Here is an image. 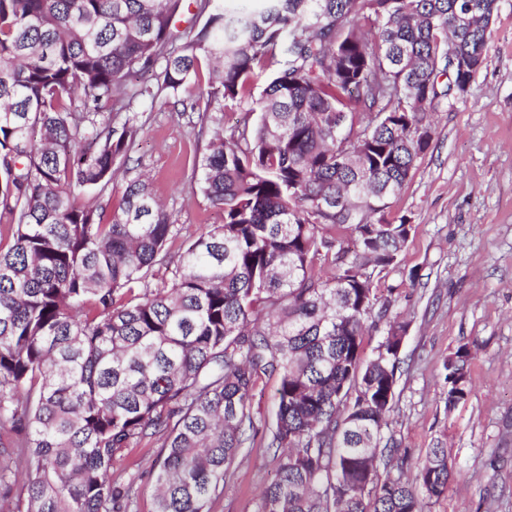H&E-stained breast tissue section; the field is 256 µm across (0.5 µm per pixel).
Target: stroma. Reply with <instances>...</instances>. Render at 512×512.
Segmentation results:
<instances>
[{
  "instance_id": "1",
  "label": "stroma",
  "mask_w": 512,
  "mask_h": 512,
  "mask_svg": "<svg viewBox=\"0 0 512 512\" xmlns=\"http://www.w3.org/2000/svg\"><path fill=\"white\" fill-rule=\"evenodd\" d=\"M487 55L466 93L433 116L431 147L395 204L413 230L399 266L378 283L394 299L392 315L410 323L388 429L411 459L440 442L454 462L447 493L426 501L424 512H512V0H500ZM134 110L143 130L131 160L181 229L166 263L151 272L157 285L188 240L224 217L197 183L210 126L166 96ZM463 345L473 354L470 394L450 411L441 368ZM160 446L142 440L117 461L144 473L140 512L152 510L148 472ZM275 477L256 435L214 512H257Z\"/></svg>"
}]
</instances>
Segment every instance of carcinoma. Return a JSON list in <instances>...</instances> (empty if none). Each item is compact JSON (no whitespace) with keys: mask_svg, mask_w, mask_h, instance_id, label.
Wrapping results in <instances>:
<instances>
[{"mask_svg":"<svg viewBox=\"0 0 512 512\" xmlns=\"http://www.w3.org/2000/svg\"><path fill=\"white\" fill-rule=\"evenodd\" d=\"M498 2L197 0L206 20L177 48L182 0H0V427L20 435L0 442V498L11 467L31 474L13 512H138L143 474L113 466L156 436L152 512H212L273 376L278 478L258 512H421L447 492L448 449L408 476L383 433L409 323L374 278L400 263L413 227L394 203L430 114L486 63ZM202 57L214 134L196 169L224 223L153 288L180 229L128 164L133 102L178 96ZM226 106L243 112L227 130ZM471 360L443 362L450 410Z\"/></svg>","mask_w":512,"mask_h":512,"instance_id":"obj_1","label":"carcinoma"}]
</instances>
